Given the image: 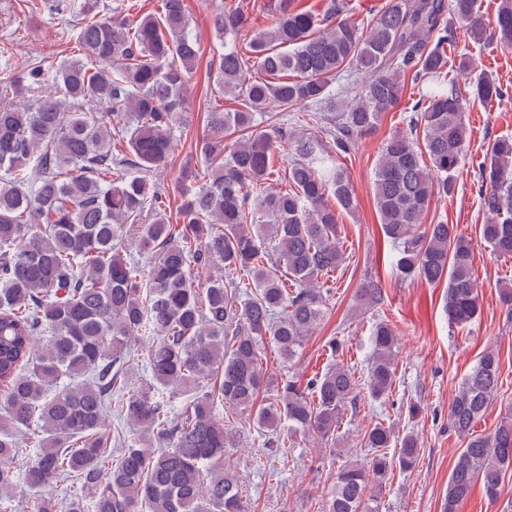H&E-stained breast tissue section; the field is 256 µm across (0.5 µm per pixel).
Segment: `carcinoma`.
<instances>
[{"mask_svg": "<svg viewBox=\"0 0 512 512\" xmlns=\"http://www.w3.org/2000/svg\"><path fill=\"white\" fill-rule=\"evenodd\" d=\"M162 3L160 17L131 22L85 0L77 36L84 59L53 74L24 61L0 88V512H15L20 481L31 491L25 512H86L84 490L93 512H248L218 408L253 413L281 443L336 435L357 397L355 373L338 363L304 387L273 383L261 347L268 341L291 360L323 317L321 278L344 261L337 210L357 207L337 157L398 104L402 78H447L452 21L468 25L477 42L512 48V0H500L489 32L479 0H385L365 26L342 17L339 0L319 13L277 0L274 22L251 36L243 55L237 39L248 18L224 4L213 18L224 42L217 83L239 107L207 112L196 150L208 175L184 197L177 233L168 194L151 176L173 150L200 43L183 0ZM471 68L460 58L448 84L414 103L409 132L383 143L373 179L397 269L430 284L448 280L444 312L456 325L481 311L474 244L455 224L423 220L432 197L454 191L469 135L467 96L492 104L506 95L486 78L463 91L458 76ZM344 73L354 80L325 128L331 141L256 129L271 105L335 110L329 82ZM283 143L289 189L272 191ZM477 168L482 240L511 256L512 138L495 139ZM135 250L149 255L147 264ZM359 295L377 305L382 291L368 281ZM132 338L147 342L149 382L137 377ZM395 348L390 325L376 323L367 379L376 399L396 381ZM499 378V355L489 350L450 406L464 448L443 512H459L477 481L497 498L512 469L511 417L474 432ZM178 395L188 397L180 412ZM115 398L137 433L114 442L105 415ZM32 426L44 447L22 469L20 436ZM393 443L399 468L415 466L416 436L375 424L361 443L369 464L343 462L327 512H368L366 490L388 480ZM57 481L73 488L64 501L43 493Z\"/></svg>", "mask_w": 512, "mask_h": 512, "instance_id": "1", "label": "carcinoma"}]
</instances>
